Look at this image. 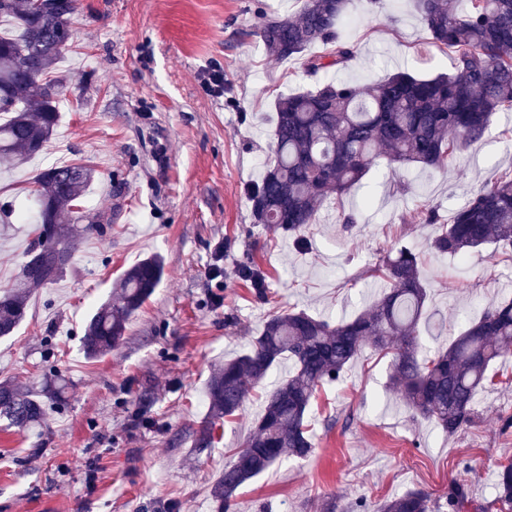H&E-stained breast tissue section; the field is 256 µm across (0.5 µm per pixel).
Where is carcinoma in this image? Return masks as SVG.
Listing matches in <instances>:
<instances>
[{
	"label": "carcinoma",
	"instance_id": "carcinoma-1",
	"mask_svg": "<svg viewBox=\"0 0 512 512\" xmlns=\"http://www.w3.org/2000/svg\"><path fill=\"white\" fill-rule=\"evenodd\" d=\"M350 0H303L295 19L259 26L266 51L277 60L308 47H326L304 61L316 77L342 68L353 57L340 36ZM431 40L454 54L453 72L420 78L392 73L366 86L320 80L308 90L280 98L276 105L273 158L259 181L247 188L257 224H272L301 237L328 200L341 204L385 156L388 164H421L444 170L461 149L480 143L496 113L512 111V0H415ZM78 0H0V169L11 170L42 152L60 120L64 79L53 75L73 38L69 23ZM94 180L87 164H60L33 178L35 223L53 224L66 238L37 234L13 283L0 287V337L25 320L30 296L55 283L70 263L55 265L63 249L74 256L78 241L101 225L86 222L79 206ZM432 249L465 259L487 244L512 248V173L470 194L440 225ZM164 274L160 255L131 267L116 286V299L101 304L83 336L90 358L103 356L124 338L126 324L153 294ZM366 275L385 286L371 303L336 324L305 312H277L264 323L248 350L224 362L208 378V410L193 430L195 448L215 444L224 422L239 415L247 382L262 383L274 365L290 361L288 375L268 392L243 448L214 482L217 512H234L239 489L284 458L305 459L314 451L306 420L316 395L340 379L365 345L391 355L390 381L412 413L450 435L471 424L478 395L492 383V365L512 352V300L484 310L448 347L421 354L420 324L426 315L427 284L419 255L408 247L390 249ZM65 384L45 378L38 390L0 382V427L24 432L39 428L51 405L64 400ZM495 512H512V461L498 468ZM465 484L448 486V512L468 501ZM375 512H440L430 494L410 489L375 506Z\"/></svg>",
	"mask_w": 512,
	"mask_h": 512
}]
</instances>
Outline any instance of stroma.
Here are the masks:
<instances>
[{"instance_id":"1","label":"stroma","mask_w":512,"mask_h":512,"mask_svg":"<svg viewBox=\"0 0 512 512\" xmlns=\"http://www.w3.org/2000/svg\"><path fill=\"white\" fill-rule=\"evenodd\" d=\"M301 0H80L58 69L67 83L49 148L0 173V206H30L38 169L83 162L95 180L83 203L104 215L66 276L30 298L25 321L0 339V381L64 375V402L30 434L0 431V512H214L210 496L263 410L266 386L215 447L196 452L211 369L245 352L267 317L304 310L331 321L363 309L380 290L362 271L383 252H417L428 310L439 327L426 345L448 346L465 323L512 297V252L488 245L466 259L436 254V227L481 185L512 170V112L497 113L485 139L457 153L447 172L399 169L378 159L342 208L326 203L298 249L287 234L255 223L246 197L272 157L275 102L313 88L300 57H271L261 23L297 16ZM354 47L330 78L366 85L398 70L427 78L453 70L433 45L413 0L372 11L351 0L341 32ZM224 73L223 95L206 86ZM355 215L353 231L339 210ZM35 224L0 217V286L13 282ZM161 255L165 273L130 318L124 341L87 358L84 329L111 300L122 274ZM223 276L207 274L210 264ZM264 281L260 299L242 268ZM476 420L448 435L414 415L389 383L390 360L365 347L339 380L325 384L308 418L315 446L286 458L238 491L236 512H351L412 488L442 497L467 483L460 512H481L495 473L512 460V355L491 370Z\"/></svg>"}]
</instances>
